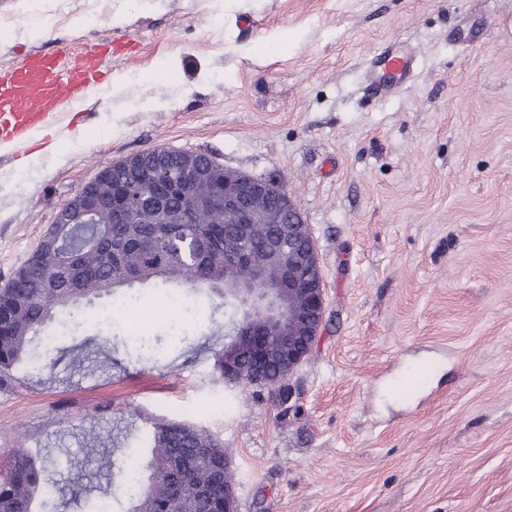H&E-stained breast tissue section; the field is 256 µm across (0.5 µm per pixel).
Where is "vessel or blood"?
I'll return each mask as SVG.
<instances>
[{
  "instance_id": "1",
  "label": "vessel or blood",
  "mask_w": 512,
  "mask_h": 512,
  "mask_svg": "<svg viewBox=\"0 0 512 512\" xmlns=\"http://www.w3.org/2000/svg\"><path fill=\"white\" fill-rule=\"evenodd\" d=\"M107 45L95 44L71 54L24 53L20 63L0 69V152L19 155L62 124L92 95L101 93V59ZM385 69L400 79L413 73L410 57L387 51Z\"/></svg>"
}]
</instances>
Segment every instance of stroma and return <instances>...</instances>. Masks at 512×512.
Returning a JSON list of instances; mask_svg holds the SVG:
<instances>
[{
	"label": "stroma",
	"mask_w": 512,
	"mask_h": 512,
	"mask_svg": "<svg viewBox=\"0 0 512 512\" xmlns=\"http://www.w3.org/2000/svg\"><path fill=\"white\" fill-rule=\"evenodd\" d=\"M106 40L132 47L108 92L0 157V288L102 169L171 148L283 183L326 330L275 393L219 380L215 294L136 286L158 344L107 296L57 314L59 361L0 391V461L46 458L58 512H127V460L180 402L240 512H512V0H0V67ZM388 46L414 72L378 94Z\"/></svg>",
	"instance_id": "obj_1"
}]
</instances>
